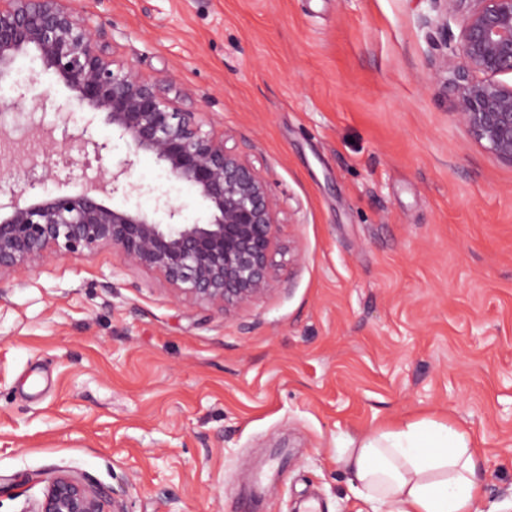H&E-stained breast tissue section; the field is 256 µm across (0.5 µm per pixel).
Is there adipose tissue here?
I'll return each instance as SVG.
<instances>
[{"label": "adipose tissue", "instance_id": "ef3b65f1", "mask_svg": "<svg viewBox=\"0 0 512 512\" xmlns=\"http://www.w3.org/2000/svg\"><path fill=\"white\" fill-rule=\"evenodd\" d=\"M476 448L464 428L423 419L348 438L337 460L373 512H477Z\"/></svg>", "mask_w": 512, "mask_h": 512}]
</instances>
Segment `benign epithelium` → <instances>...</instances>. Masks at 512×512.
<instances>
[{
    "label": "benign epithelium",
    "instance_id": "benign-epithelium-1",
    "mask_svg": "<svg viewBox=\"0 0 512 512\" xmlns=\"http://www.w3.org/2000/svg\"><path fill=\"white\" fill-rule=\"evenodd\" d=\"M61 0H0V83L11 78L18 56L37 53L44 72L72 92L78 109L105 114L112 131L131 148L116 170L81 193L23 198L55 179L46 161L30 170L26 188L0 198V280L40 262L47 254L85 255L104 246L125 262L160 272L178 296L226 316L272 290L284 247L278 205L261 171L227 147L230 135L203 130L200 112H185L163 97L131 65L117 64L94 38L88 21ZM427 24L441 35L434 66L453 114L474 140L512 166V0H431ZM461 22L448 34V18ZM76 143L96 158L109 150L85 125ZM141 155H149L207 203L203 224L180 222L181 208L164 203L166 222L137 211L114 209L103 197L129 195ZM43 498L33 512H126L121 493L84 474L55 470L44 478Z\"/></svg>",
    "mask_w": 512,
    "mask_h": 512
}]
</instances>
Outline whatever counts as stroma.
I'll return each mask as SVG.
<instances>
[{
    "instance_id": "obj_1",
    "label": "stroma",
    "mask_w": 512,
    "mask_h": 512,
    "mask_svg": "<svg viewBox=\"0 0 512 512\" xmlns=\"http://www.w3.org/2000/svg\"><path fill=\"white\" fill-rule=\"evenodd\" d=\"M263 172L296 259L231 316L112 248L0 282V512L73 469L126 512H362L336 449L433 418L469 430L481 512H512V166L450 110L430 0H63ZM6 122L77 193L125 141L53 75ZM73 112L62 125L58 113ZM102 158L69 143L83 126ZM111 206L185 224L205 203L149 156Z\"/></svg>"
}]
</instances>
